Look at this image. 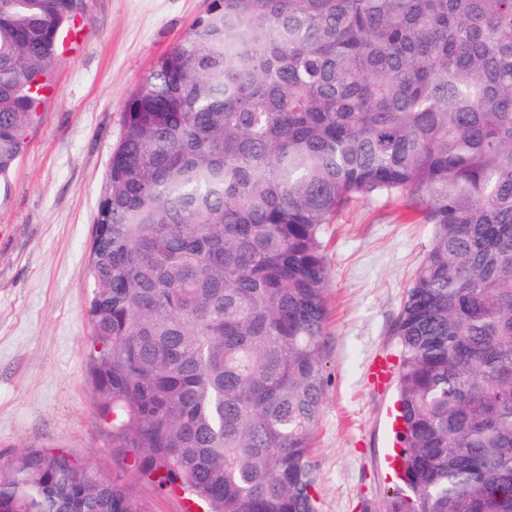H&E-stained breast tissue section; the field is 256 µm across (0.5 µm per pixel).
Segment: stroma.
Masks as SVG:
<instances>
[{
  "instance_id": "1",
  "label": "stroma",
  "mask_w": 512,
  "mask_h": 512,
  "mask_svg": "<svg viewBox=\"0 0 512 512\" xmlns=\"http://www.w3.org/2000/svg\"><path fill=\"white\" fill-rule=\"evenodd\" d=\"M209 0H84L81 45L58 55L54 93L0 193V462L25 448L94 460L139 512H185L180 489L138 476L94 400L87 303L89 249L123 104ZM431 242L399 200L358 201L326 229L328 382L313 429L318 512H387L394 380L392 336L405 289Z\"/></svg>"
}]
</instances>
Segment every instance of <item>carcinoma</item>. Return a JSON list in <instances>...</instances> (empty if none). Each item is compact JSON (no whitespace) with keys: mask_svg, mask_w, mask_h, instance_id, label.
I'll use <instances>...</instances> for the list:
<instances>
[{"mask_svg":"<svg viewBox=\"0 0 512 512\" xmlns=\"http://www.w3.org/2000/svg\"><path fill=\"white\" fill-rule=\"evenodd\" d=\"M78 0H0V188ZM432 225L395 323L405 488L512 512V0H210L124 104L87 308L112 442L206 512H317L328 225ZM0 512H138L69 454L0 464Z\"/></svg>","mask_w":512,"mask_h":512,"instance_id":"obj_1","label":"carcinoma"}]
</instances>
